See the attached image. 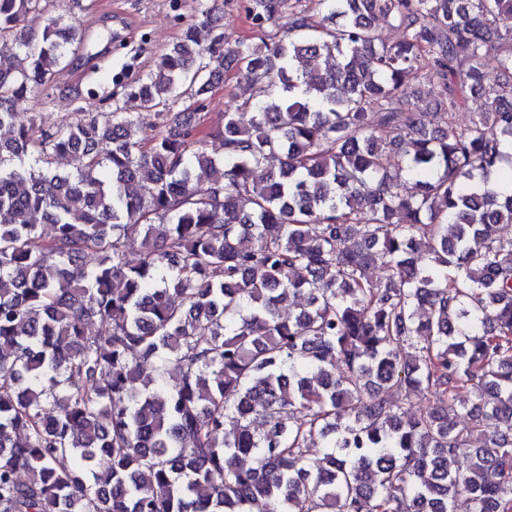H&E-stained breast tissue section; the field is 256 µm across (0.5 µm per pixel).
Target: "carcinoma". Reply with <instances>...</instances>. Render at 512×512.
<instances>
[{
	"mask_svg": "<svg viewBox=\"0 0 512 512\" xmlns=\"http://www.w3.org/2000/svg\"><path fill=\"white\" fill-rule=\"evenodd\" d=\"M47 2L0 0L28 60L0 57V512H512V0H246L295 35L224 52L199 0L112 111L24 123L82 50L60 14L23 27ZM233 63L253 96L224 126L166 112Z\"/></svg>",
	"mask_w": 512,
	"mask_h": 512,
	"instance_id": "obj_1",
	"label": "carcinoma"
}]
</instances>
